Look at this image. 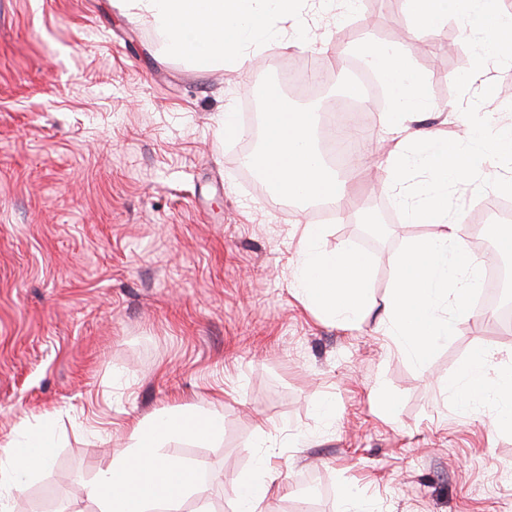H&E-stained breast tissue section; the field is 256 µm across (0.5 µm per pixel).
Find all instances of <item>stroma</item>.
Here are the masks:
<instances>
[{"label": "stroma", "mask_w": 512, "mask_h": 512, "mask_svg": "<svg viewBox=\"0 0 512 512\" xmlns=\"http://www.w3.org/2000/svg\"><path fill=\"white\" fill-rule=\"evenodd\" d=\"M405 0L372 13H304L284 22L315 42H274L244 64L194 68L168 51L131 0H0V447L22 423L51 420L60 438L12 512L63 495L73 512L98 470L129 443V427L176 411L216 410L224 432L173 440L165 456L200 476L184 512H236L245 474L267 459L280 490L256 512H283L295 489H326L321 512H343L353 492L371 512H512V431L494 409L460 414L450 384L471 352L512 364V329L489 315L460 324L426 365L413 367L383 334L384 300L399 249L436 224L400 217L375 244L361 218L395 208L382 161L397 141L371 103L361 155L342 209L286 200L244 172L253 123L234 140L219 113L241 112L244 89L273 81L278 61L319 57L329 81L297 99L319 110L346 94L351 49L406 46ZM469 26L448 18L412 50L431 113L411 131L454 135L459 108L440 79L447 39L455 72L470 68ZM319 224L324 251L368 258L371 304L342 326L295 294L302 228ZM398 403L379 415L378 398Z\"/></svg>", "instance_id": "35a3bbf8"}]
</instances>
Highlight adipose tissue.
Wrapping results in <instances>:
<instances>
[{
  "label": "adipose tissue",
  "mask_w": 512,
  "mask_h": 512,
  "mask_svg": "<svg viewBox=\"0 0 512 512\" xmlns=\"http://www.w3.org/2000/svg\"><path fill=\"white\" fill-rule=\"evenodd\" d=\"M151 19L168 49L195 66L231 64L275 34L272 21L294 18L301 9L351 11L353 0H135ZM263 178L289 198L339 204L348 192L322 160L315 138V116L298 111L277 87L264 100L263 135L257 154L248 156ZM323 229L305 225L300 239L296 294L305 305L342 324H353L367 303L369 265L348 250L325 253L318 242ZM492 354L475 349L461 368L451 390L462 414L478 403L500 406L499 427H512V367L489 382ZM224 432L218 412H174L151 425L133 427L127 448L102 467L87 488L97 512H183L188 493L200 483L194 469L162 455L166 441L216 437ZM55 448L49 421L24 426L19 439L0 461V512L27 491L31 479L51 460Z\"/></svg>",
  "instance_id": "1"
}]
</instances>
